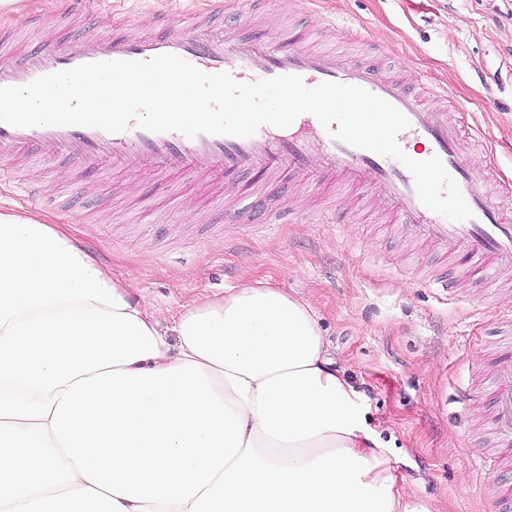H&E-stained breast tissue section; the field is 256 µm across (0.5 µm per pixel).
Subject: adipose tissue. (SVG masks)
I'll use <instances>...</instances> for the list:
<instances>
[{"label":"adipose tissue","instance_id":"adipose-tissue-1","mask_svg":"<svg viewBox=\"0 0 512 512\" xmlns=\"http://www.w3.org/2000/svg\"><path fill=\"white\" fill-rule=\"evenodd\" d=\"M0 512H428L310 300L244 283L164 323L70 227L0 210Z\"/></svg>","mask_w":512,"mask_h":512}]
</instances>
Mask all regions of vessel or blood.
<instances>
[{
    "label": "vessel or blood",
    "mask_w": 512,
    "mask_h": 512,
    "mask_svg": "<svg viewBox=\"0 0 512 512\" xmlns=\"http://www.w3.org/2000/svg\"><path fill=\"white\" fill-rule=\"evenodd\" d=\"M201 24L178 20L163 36L127 34L85 36L70 43L38 44L26 62H14L7 38H0V86H25L37 78L75 66L113 60H145L171 53L207 73L228 72L240 82L279 75L300 76L307 87L325 81L359 86L388 101L409 120L398 136L401 148L423 144L422 159H441L471 209L472 218L452 221L420 201L411 173L396 159L335 140L319 120L300 115L291 126H261L247 138L178 132L153 133L129 126L119 133L84 126L16 127L0 122V175L19 149L32 145L42 156L57 160L78 155L87 161L111 157L134 172L150 163L157 173L218 168L232 174L244 168L270 170L288 163L299 173L321 172L339 180L385 192L391 208L410 235L439 245L466 274L482 279L494 268H512V218L487 193L472 173L474 157L484 152L481 140L464 138L447 112L429 111L400 84L380 71L343 59L331 51L312 52L285 37L243 41L227 35L203 36ZM494 421L504 458L512 459V355L496 365Z\"/></svg>",
    "instance_id": "1"
}]
</instances>
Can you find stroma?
<instances>
[{"mask_svg":"<svg viewBox=\"0 0 512 512\" xmlns=\"http://www.w3.org/2000/svg\"><path fill=\"white\" fill-rule=\"evenodd\" d=\"M68 0H16L0 32L27 49L34 24L52 38L166 34L202 13L210 32L263 39L322 30L317 48L400 78L426 105H447L464 136L482 137L474 168L496 198L512 197V0H102L74 14ZM0 181V208L72 225L81 247L114 275H134L160 316L202 294L261 281L312 301L337 369L358 392L396 486L431 512H491L487 473L501 467L491 424L492 365L512 345V269L470 280L442 249L395 224L384 196L288 166L228 176L150 164L137 173L72 156L48 163L35 147ZM37 185L41 200L22 190ZM253 208L239 224L238 210ZM290 216L270 224V211ZM340 213L341 223L322 221ZM455 288H436L435 280Z\"/></svg>","mask_w":512,"mask_h":512,"instance_id":"obj_1","label":"stroma"}]
</instances>
